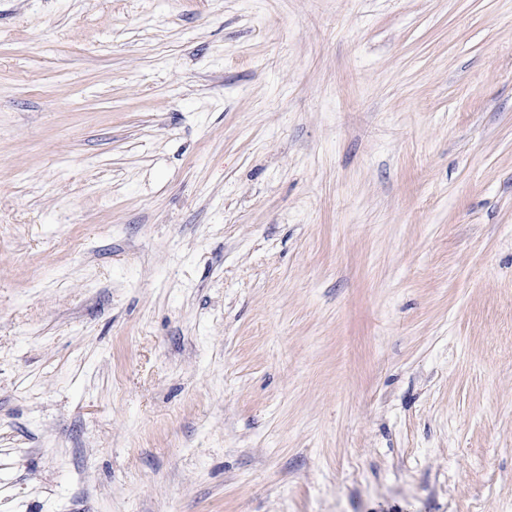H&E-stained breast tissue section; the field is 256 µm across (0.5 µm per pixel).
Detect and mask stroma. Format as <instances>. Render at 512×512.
<instances>
[{
    "instance_id": "35a3bbf8",
    "label": "stroma",
    "mask_w": 512,
    "mask_h": 512,
    "mask_svg": "<svg viewBox=\"0 0 512 512\" xmlns=\"http://www.w3.org/2000/svg\"><path fill=\"white\" fill-rule=\"evenodd\" d=\"M0 512H512V0H0Z\"/></svg>"
}]
</instances>
